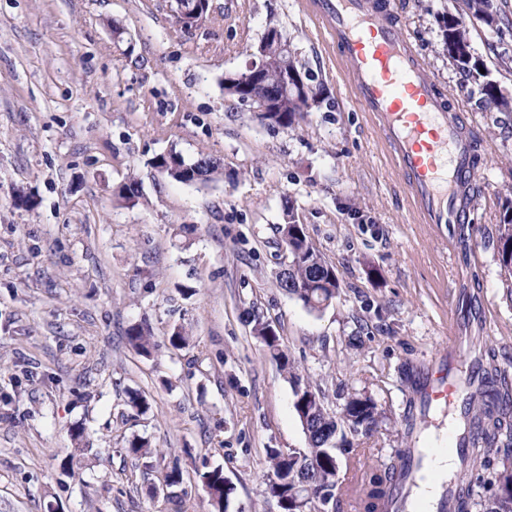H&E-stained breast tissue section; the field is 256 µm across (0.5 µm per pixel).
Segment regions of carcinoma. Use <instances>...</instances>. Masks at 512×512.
<instances>
[{
    "label": "carcinoma",
    "mask_w": 512,
    "mask_h": 512,
    "mask_svg": "<svg viewBox=\"0 0 512 512\" xmlns=\"http://www.w3.org/2000/svg\"><path fill=\"white\" fill-rule=\"evenodd\" d=\"M464 13L445 9L439 16L440 48L452 65L465 77L479 85L485 101L500 112H512V100L500 93L488 73L480 72L483 62L474 57L469 28L465 18L489 27L509 23L506 12L494 0H462ZM267 85L277 93L288 92L285 110L274 112L275 125L290 128L297 116L310 112L320 103V85L306 63L295 51L270 48L257 59ZM151 167L177 182L205 185L223 170L221 161L201 156L189 163L183 154L172 148L155 156ZM141 183L135 178L121 185L118 197L128 203L141 198ZM288 224L277 227L279 234H288V283L280 288L299 299L312 311L328 306L340 292V283L333 266L308 239L304 225L298 222L294 206L284 207ZM497 249L501 267L512 275V202L502 208L498 224ZM271 325L256 321L254 336L261 340L266 352L288 373L293 391V407L307 438L304 450L268 449L269 468L264 475L265 494L273 500L279 512H291L292 501L302 493H310L313 512H339L340 500L336 488L340 471L336 462L345 458L359 470L364 463L359 450L352 447L345 429L360 426L368 434L380 427L384 415L371 398L357 392L337 395L340 403L329 407L325 391L312 385L302 375L283 350L280 336L267 335ZM129 344L141 355L148 356L154 348L150 329L136 324L127 330ZM485 389L477 396L469 395L465 410L470 426L477 433L469 461V488L466 503H472L475 489L487 495L477 505L481 512H512V377L493 365L484 377ZM397 470L392 464L382 471L374 470L360 489L361 512H378L381 502L390 497V482ZM209 496L211 512H226L235 487L228 484L220 466L199 474Z\"/></svg>",
    "instance_id": "cac0c4a2"
}]
</instances>
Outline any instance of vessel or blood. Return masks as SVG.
I'll return each instance as SVG.
<instances>
[{"instance_id": "b4317fda", "label": "vessel or blood", "mask_w": 512, "mask_h": 512, "mask_svg": "<svg viewBox=\"0 0 512 512\" xmlns=\"http://www.w3.org/2000/svg\"><path fill=\"white\" fill-rule=\"evenodd\" d=\"M308 9L338 49L351 101L368 113L402 174L416 223H469L479 202L472 192L477 142L463 107L449 105L440 94L421 47L404 32L394 0H309ZM481 377L468 355L441 356L416 385L413 414L424 418L444 407L463 415L462 384L479 385ZM441 452L450 453L455 465L437 478L438 495L423 505L427 512H456L458 489L469 480L462 462L466 439L458 433L438 448L413 450L398 469L392 512H415L417 491Z\"/></svg>"}]
</instances>
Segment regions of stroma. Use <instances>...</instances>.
<instances>
[{
	"label": "stroma",
	"mask_w": 512,
	"mask_h": 512,
	"mask_svg": "<svg viewBox=\"0 0 512 512\" xmlns=\"http://www.w3.org/2000/svg\"><path fill=\"white\" fill-rule=\"evenodd\" d=\"M443 0H397L439 88L466 101L483 147L484 201L454 245L413 223L378 136L347 95L335 50L303 0H212L184 31L170 0H0V512H208L198 474L235 487L230 512H278L264 494L267 451L304 449L292 388L252 334L270 323L299 370L328 397L357 391L386 418L352 435L390 458L407 444L422 368L464 335L458 292L486 325L480 339L512 371V276L496 249L512 193V112L487 108L439 50ZM276 19L323 86L319 108L290 129L259 123L224 93ZM123 25L133 49L113 42ZM471 46L512 97V28L471 23ZM219 159L223 173L186 185L150 168L169 149ZM143 197L115 196L129 177ZM33 195L31 208L17 193ZM341 284L312 311L278 285L288 250L285 202ZM149 325L138 355L126 332ZM191 344L173 349L174 328ZM149 404L132 410L129 392ZM85 429L75 477L61 468ZM158 454L130 455L132 437ZM179 466L180 502L163 469Z\"/></svg>",
	"instance_id": "35a3bbf8"
}]
</instances>
